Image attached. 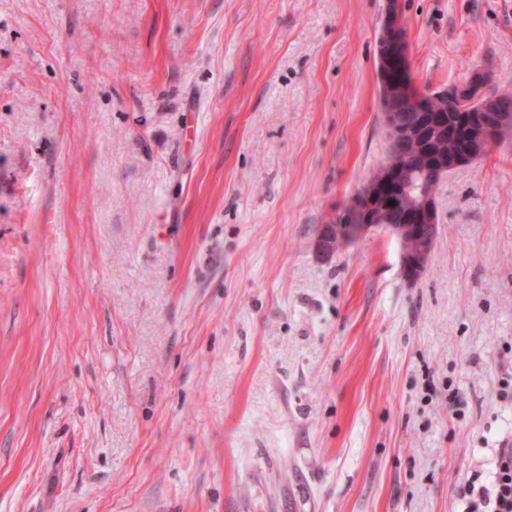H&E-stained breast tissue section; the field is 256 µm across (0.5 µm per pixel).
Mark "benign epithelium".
Here are the masks:
<instances>
[{"instance_id": "obj_1", "label": "benign epithelium", "mask_w": 512, "mask_h": 512, "mask_svg": "<svg viewBox=\"0 0 512 512\" xmlns=\"http://www.w3.org/2000/svg\"><path fill=\"white\" fill-rule=\"evenodd\" d=\"M377 63L378 72L382 75L394 69L406 77L398 87H385L387 95L397 92L416 113L431 117V125L440 122L442 113L430 112V104L439 98L450 100L458 99L459 111L468 113L463 125L469 128L468 135L473 142L472 149L452 156H439L430 154L433 165L440 169L448 167L462 168L471 166L499 146V140L490 137L486 129L491 126L509 124L512 115L503 112H472L481 96L485 79L479 78L475 82L456 88H446L426 96L415 95L410 92L413 82L407 80L411 75L408 54L407 27L402 11L394 0H387L384 14L381 19L377 36ZM399 179V172L392 167L377 170L372 177L353 194L334 215L333 221L338 227L328 224L324 226L317 239V249L323 256L329 258L336 253L337 245L358 240L363 236L382 231L391 235L408 237L410 239L425 238V243L416 249H408L402 257V267L407 277H414L426 264L427 252L430 243L434 240L438 225L433 223V205L425 206V220L428 224H378L375 222V207L378 203V192L385 187H391Z\"/></svg>"}]
</instances>
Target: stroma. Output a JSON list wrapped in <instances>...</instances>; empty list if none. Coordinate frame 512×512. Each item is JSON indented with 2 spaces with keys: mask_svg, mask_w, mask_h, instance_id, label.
<instances>
[{
  "mask_svg": "<svg viewBox=\"0 0 512 512\" xmlns=\"http://www.w3.org/2000/svg\"><path fill=\"white\" fill-rule=\"evenodd\" d=\"M402 8L418 89L512 90V0ZM384 9L0 0V512H456L512 429V139L417 281L317 250L386 157Z\"/></svg>",
  "mask_w": 512,
  "mask_h": 512,
  "instance_id": "obj_1",
  "label": "stroma"
}]
</instances>
